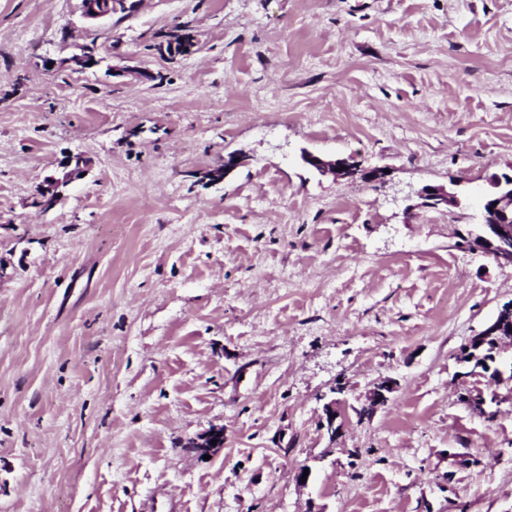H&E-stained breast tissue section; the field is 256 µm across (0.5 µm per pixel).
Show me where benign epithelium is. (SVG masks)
Masks as SVG:
<instances>
[{
  "label": "benign epithelium",
  "instance_id": "7a95c632",
  "mask_svg": "<svg viewBox=\"0 0 512 512\" xmlns=\"http://www.w3.org/2000/svg\"><path fill=\"white\" fill-rule=\"evenodd\" d=\"M125 3V0H82V16L91 21L112 16L114 4ZM302 160L322 173H329L336 179H347L361 176L365 179H381L385 171L373 168L369 171L360 169L359 164L351 157L326 160L311 153H303ZM87 165L81 155L70 157L65 166L70 168L63 178H48L38 187L36 195L39 196L41 208L50 209L60 199V186L67 183L73 175L84 171ZM490 189L484 191L480 197V222L476 224L471 233L472 245L490 256L501 267L512 268V173L494 174L489 178ZM424 204L428 207L458 206L461 203L457 193L443 187L426 186L420 192ZM493 340L501 344L505 340L512 341V301L503 304L495 319L485 330L474 336L463 349L461 360L466 362L474 359L476 352L482 349L488 341ZM397 387V380L392 377H383L368 391L364 407L375 410L386 404L390 395ZM343 400L334 398L324 405L325 421L322 428L326 430L330 439H336L341 432L342 425L336 423L340 416L338 411ZM217 444H211V441ZM224 447V428H214L207 434L189 441V447L200 448L207 451L213 447Z\"/></svg>",
  "mask_w": 512,
  "mask_h": 512
}]
</instances>
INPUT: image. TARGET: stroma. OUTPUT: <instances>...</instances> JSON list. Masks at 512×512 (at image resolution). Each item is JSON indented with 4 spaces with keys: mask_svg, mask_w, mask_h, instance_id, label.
<instances>
[{
    "mask_svg": "<svg viewBox=\"0 0 512 512\" xmlns=\"http://www.w3.org/2000/svg\"><path fill=\"white\" fill-rule=\"evenodd\" d=\"M126 3L0 0V512H512V344L499 382L458 359L512 301L465 241L512 170V0ZM117 2L124 4L125 0H82V16L91 21L112 16V10ZM302 160L322 173H329L335 179L355 178L361 175L362 178L374 180L381 179L385 175V171L381 168H373L369 171L360 169L359 164L353 157H342L326 160L311 153L304 152ZM344 166V169H341ZM73 164L74 167L62 179L50 177L38 187L36 195L39 196L42 209L47 210L55 206L60 199V186L66 184L71 175H78L83 172L87 162L81 155L71 156L65 163V167H70ZM424 204L428 207L459 206L461 203L457 193L443 187L425 186L420 192ZM397 380L392 377H383L368 391L363 407L374 411L379 406L385 405L390 395L397 387Z\"/></svg>",
    "mask_w": 512,
    "mask_h": 512,
    "instance_id": "1",
    "label": "stroma"
}]
</instances>
